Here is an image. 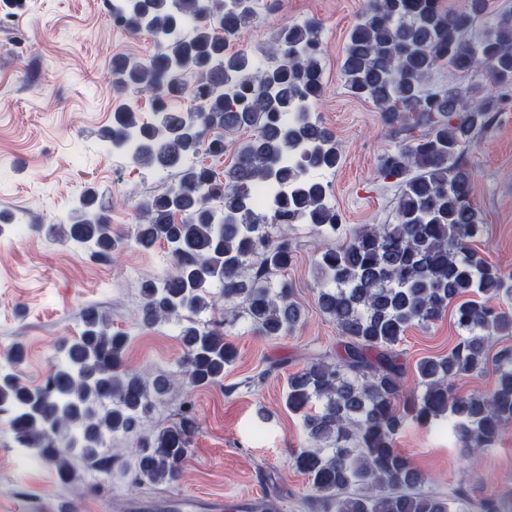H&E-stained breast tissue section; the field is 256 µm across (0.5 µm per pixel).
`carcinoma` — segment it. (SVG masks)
Returning a JSON list of instances; mask_svg holds the SVG:
<instances>
[{
    "instance_id": "1",
    "label": "carcinoma",
    "mask_w": 512,
    "mask_h": 512,
    "mask_svg": "<svg viewBox=\"0 0 512 512\" xmlns=\"http://www.w3.org/2000/svg\"><path fill=\"white\" fill-rule=\"evenodd\" d=\"M257 0H127L115 23L151 34L145 59H112L118 90L153 94L155 121L144 122L128 104L116 108L101 139L115 151L135 145L131 160L146 169L175 170L179 178L136 206L132 241L142 250L165 245L175 271L142 282L145 326L175 320L184 349V377L194 387L219 384L237 352L224 340L223 322L198 323L184 314L212 307L213 289L239 309L260 336L293 332L301 307L275 277L293 260L294 243L281 224H307L327 238L342 224L330 187L309 177L340 161L335 135L315 106L323 94L321 26L304 20L280 28L268 65L231 43L257 16ZM488 0H468L461 11L442 0H367L352 26L342 75L348 92L371 101L399 139L379 160V173L396 180L391 224H368L316 259L320 310L336 322L343 351L332 362L311 359L288 378L286 407L303 418L310 446L294 450L291 464L307 477L310 500L325 512H451L470 497L423 490L430 477L395 448L409 423L448 419L463 453L494 447L512 425V348L495 354V384L488 392L454 393L456 381L489 370L497 336L512 332V274L489 263L472 242L485 232L472 197L474 173L467 152L492 121L500 96L475 82L512 85V12L480 29ZM448 69L458 81L431 87ZM191 98L186 110L175 102ZM250 130L244 141L208 138ZM232 150L224 180L192 162L200 153ZM273 185L274 210L254 206L251 191ZM181 219H176V216ZM67 240L118 258L130 239L112 230L96 208V194H81L62 229ZM455 305L458 342L447 354L421 359L417 388L404 394L395 346L412 325H427ZM127 336L94 306L82 315L78 336L63 342L61 362L44 384L31 388L16 370L24 349L0 366V416L17 447L53 467L59 480H80L71 459L109 472L117 461L108 440L134 438L135 486L175 483L197 421L191 404L178 421L153 432L144 420L173 379L125 366ZM478 512H512V493L479 500Z\"/></svg>"
}]
</instances>
